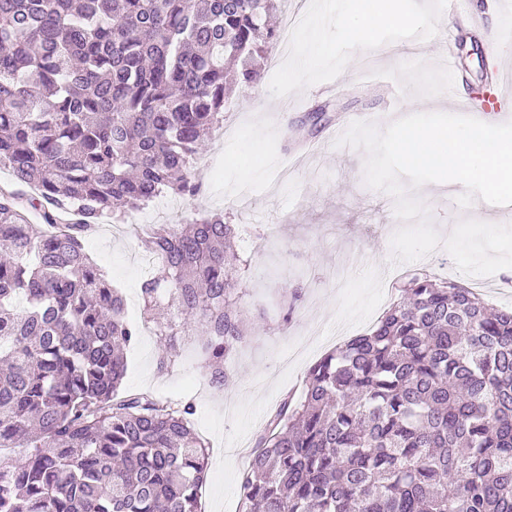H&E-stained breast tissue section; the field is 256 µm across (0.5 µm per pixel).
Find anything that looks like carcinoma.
<instances>
[{"label":"carcinoma","mask_w":512,"mask_h":512,"mask_svg":"<svg viewBox=\"0 0 512 512\" xmlns=\"http://www.w3.org/2000/svg\"><path fill=\"white\" fill-rule=\"evenodd\" d=\"M276 0H0V512H199L195 410L119 395L139 333L83 241L164 190L200 191L194 160L236 80L277 37ZM40 213L44 224L29 222ZM168 291L202 320L212 383L248 338L246 262L224 215L139 233ZM371 330L308 369L251 450L240 512H512V309L428 274ZM23 296L19 311L15 300Z\"/></svg>","instance_id":"1"}]
</instances>
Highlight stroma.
<instances>
[{"label": "stroma", "mask_w": 512, "mask_h": 512, "mask_svg": "<svg viewBox=\"0 0 512 512\" xmlns=\"http://www.w3.org/2000/svg\"><path fill=\"white\" fill-rule=\"evenodd\" d=\"M501 2L503 19L490 0H406L412 25L381 29L370 46L347 31L334 9L318 14L316 0H281L275 27L285 16L301 18L286 39L288 55L280 57L282 42L273 41L258 61L259 81L235 85L201 155L200 194H162L124 223L101 222L85 241V252L119 288L140 330L126 351L124 393L195 407L194 426L208 453L202 512H237L246 460L230 455V448L253 447L283 396L301 397L308 367L366 333L397 299L384 283L401 269L390 240L402 222L393 198L366 186L364 152L330 144L340 118L383 128L413 113L416 99L425 111L444 112L450 85L466 98H485L487 72L500 62L512 64V0ZM474 16L480 25H471ZM316 24L327 29L328 42L312 64L297 69ZM448 31L455 37L451 72L440 61ZM309 140L323 150L304 161L298 151ZM244 184L258 188L246 210L233 202ZM417 196L443 236L465 218L512 225V216L480 200L461 209L453 191L428 184ZM214 212L242 226L237 248L249 263L240 310L251 337L228 359L231 381L221 389L210 381L199 333L177 337L174 351H166L141 296L155 260L136 234L151 224L174 229Z\"/></svg>", "instance_id": "obj_1"}]
</instances>
